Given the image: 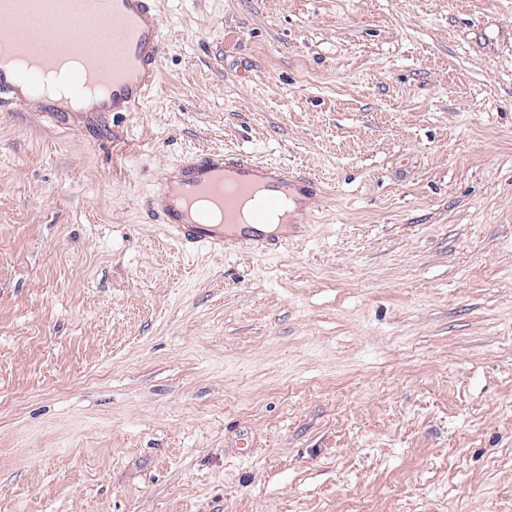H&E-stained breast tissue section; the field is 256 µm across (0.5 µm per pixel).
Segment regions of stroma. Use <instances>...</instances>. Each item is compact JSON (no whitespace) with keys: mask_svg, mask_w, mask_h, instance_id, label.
Instances as JSON below:
<instances>
[{"mask_svg":"<svg viewBox=\"0 0 512 512\" xmlns=\"http://www.w3.org/2000/svg\"><path fill=\"white\" fill-rule=\"evenodd\" d=\"M160 87L0 108V512H512V0H155ZM320 180L182 247L191 152ZM318 190L317 179L286 164L218 150L160 172L147 206L182 244L278 252L309 223ZM257 193L261 205L250 211L245 223L253 225L240 224L244 202ZM277 213L283 217L282 230L267 235L259 226Z\"/></svg>","mask_w":512,"mask_h":512,"instance_id":"obj_1","label":"stroma"}]
</instances>
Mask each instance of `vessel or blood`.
I'll return each instance as SVG.
<instances>
[{
	"label": "vessel or blood",
	"mask_w": 512,
	"mask_h": 512,
	"mask_svg": "<svg viewBox=\"0 0 512 512\" xmlns=\"http://www.w3.org/2000/svg\"><path fill=\"white\" fill-rule=\"evenodd\" d=\"M161 40L153 0H0V106L37 102L44 118L70 126L138 111L159 85ZM69 57L80 61L74 93L101 86L103 96L73 108L44 91ZM318 190L317 179L288 165L218 150L160 172L147 206L182 244L277 252L308 223ZM277 213L282 230L267 235L262 226Z\"/></svg>",
	"instance_id": "1"
}]
</instances>
